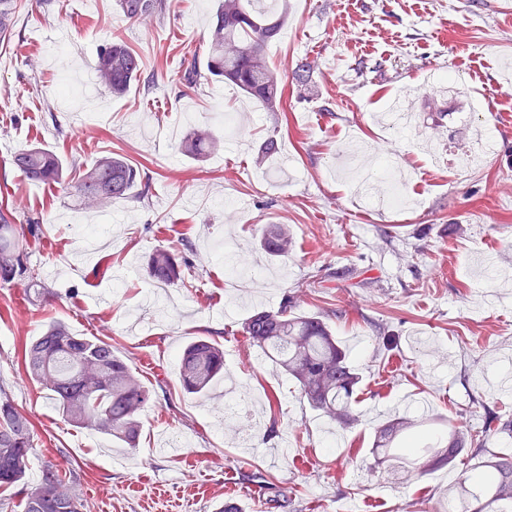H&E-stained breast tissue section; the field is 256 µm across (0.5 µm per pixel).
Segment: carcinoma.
<instances>
[{"label":"carcinoma","mask_w":512,"mask_h":512,"mask_svg":"<svg viewBox=\"0 0 512 512\" xmlns=\"http://www.w3.org/2000/svg\"><path fill=\"white\" fill-rule=\"evenodd\" d=\"M260 0H217L207 45L205 67L219 80L236 86L269 112L284 111L286 84L271 66L266 46L288 23V3L279 13L257 7ZM129 21L162 17L167 0H118ZM17 0H0V45L9 46L15 36ZM316 61H298L293 79L306 96L314 87ZM99 82L112 94H125L141 78L139 54L119 37L97 52ZM218 139L206 128H197L178 150L200 160L215 151ZM277 136L268 135L259 145L256 163L277 154ZM13 165L29 180L65 185L77 200L105 211L112 201L145 198L135 189L147 179L143 166L120 154L108 153L89 166H68L52 151L39 146L19 150ZM16 208L8 198L0 200V286L21 283L44 296L47 286L29 262L27 235L34 225L17 223ZM262 248L272 257L285 259L292 250L288 228L272 224L263 231ZM190 269L188 258L177 250L158 248L147 260L151 280L162 286L184 284ZM242 335L299 384L307 404L340 427L353 421L354 393L360 377L347 353L336 342L326 319L295 312L294 296L286 295L276 310H256L242 324ZM26 377L46 389L55 409L68 423L91 429L136 447L140 415L157 399L128 363L112 350V343L80 336L63 322L53 321L24 346ZM224 374V350L206 337L186 344L180 357L183 388L206 393ZM448 427L434 445H420L422 427ZM487 435L472 434L456 419L398 416L375 429L373 443L377 463L396 472L421 473L451 466L465 454L477 462L463 473L460 493L469 494L462 512H512V454L486 448ZM33 449V424L0 389V489L23 483ZM84 504L70 484L66 470L51 461L44 465L39 483L22 500V512H83Z\"/></svg>","instance_id":"carcinoma-1"}]
</instances>
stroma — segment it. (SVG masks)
Listing matches in <instances>:
<instances>
[{
    "instance_id": "35a3bbf8",
    "label": "stroma",
    "mask_w": 512,
    "mask_h": 512,
    "mask_svg": "<svg viewBox=\"0 0 512 512\" xmlns=\"http://www.w3.org/2000/svg\"><path fill=\"white\" fill-rule=\"evenodd\" d=\"M168 3L163 18L129 22L117 0H18L13 42L0 47V197L39 219L29 258L53 294L0 287V388L34 425L29 485L51 461L69 470L87 512H217L228 499L274 512L250 479L259 471L287 492L281 512L447 506L470 460L399 484L371 448L376 426L397 412H460L472 432L512 419V391L490 385L512 373V0H288V26L266 52L286 81L297 60L315 59L319 94L289 91L282 113L205 76L187 86L181 63L205 54L214 0ZM116 35L145 64L121 97L95 70L99 47ZM448 74L461 77L460 92L429 85ZM66 81L96 94L64 96ZM399 93L421 146L383 137L377 116ZM486 125L495 148L478 166L438 165L423 149L464 152ZM201 126L221 146L195 160L177 145ZM272 131L279 152L257 167L255 150ZM347 139L362 146L363 170L381 153L401 155L381 188L405 189L407 207L373 209L354 194L339 168ZM32 145L84 166L105 151L124 155L144 165L148 197L86 210L13 166ZM268 224L287 225L291 258L260 247ZM187 241L186 284L149 280L147 255ZM341 268L365 287L336 278ZM311 276L320 287L303 288ZM288 293L299 310L327 315L361 377L349 428L311 410L239 334L254 309L278 308ZM51 321L110 341L156 390L138 448L64 422L25 378L23 347ZM197 337L223 346L247 413H225L222 389L209 400L183 390L179 355ZM175 436L188 447L161 453Z\"/></svg>"
}]
</instances>
